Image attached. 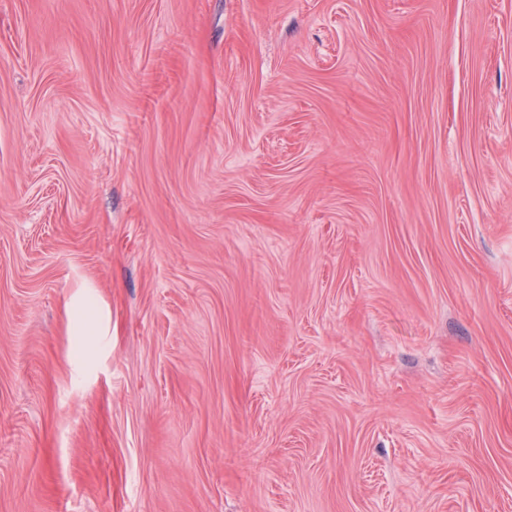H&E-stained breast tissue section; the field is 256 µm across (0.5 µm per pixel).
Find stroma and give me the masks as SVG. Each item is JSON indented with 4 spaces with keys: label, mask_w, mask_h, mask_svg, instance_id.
<instances>
[{
    "label": "stroma",
    "mask_w": 512,
    "mask_h": 512,
    "mask_svg": "<svg viewBox=\"0 0 512 512\" xmlns=\"http://www.w3.org/2000/svg\"><path fill=\"white\" fill-rule=\"evenodd\" d=\"M0 512H512V0H0Z\"/></svg>",
    "instance_id": "obj_1"
}]
</instances>
